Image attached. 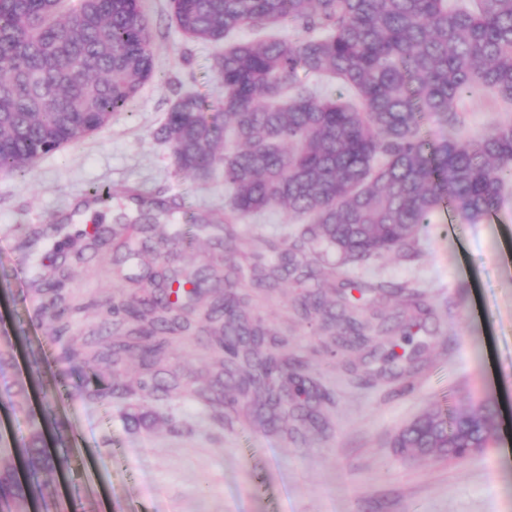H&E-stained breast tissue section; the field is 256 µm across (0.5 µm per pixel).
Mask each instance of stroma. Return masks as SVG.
<instances>
[{
	"label": "stroma",
	"instance_id": "stroma-1",
	"mask_svg": "<svg viewBox=\"0 0 512 512\" xmlns=\"http://www.w3.org/2000/svg\"><path fill=\"white\" fill-rule=\"evenodd\" d=\"M167 3L143 0L155 74L130 106L80 144L40 157L26 177L0 173V351L12 357L0 382V467L26 479L18 449L35 427L53 461L44 478L65 512H512V428L464 461L405 459L391 445L435 404L489 400L512 419V199L475 224L433 216L405 255L345 261L309 243L280 287L239 289L251 320L317 385L326 425L289 436L245 426L249 401L197 398L216 379L206 314L224 291L208 281L210 266L268 268L300 225L268 210L228 223L233 248L219 246L215 231L178 246L169 240L182 221L176 209L148 232L113 237V225L139 216L130 189L224 214L222 170L204 181L177 173L155 136L183 94L212 105L224 95L211 70L215 46L185 38ZM460 111L471 137L512 121V105L490 93ZM103 184L118 196L106 208L88 205V190ZM193 272L203 277L200 295L164 348L177 393L142 390L133 354L113 374L90 347L110 307ZM315 295L333 313L347 307L371 329H390L396 358L348 346L337 328L305 317L301 305ZM51 303L64 307L62 318L47 312ZM92 376L115 385L109 401L86 395Z\"/></svg>",
	"mask_w": 512,
	"mask_h": 512
}]
</instances>
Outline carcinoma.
I'll list each match as a JSON object with an SVG mask.
<instances>
[{
    "label": "carcinoma",
    "mask_w": 512,
    "mask_h": 512,
    "mask_svg": "<svg viewBox=\"0 0 512 512\" xmlns=\"http://www.w3.org/2000/svg\"><path fill=\"white\" fill-rule=\"evenodd\" d=\"M186 36L222 44L233 31L291 28L224 47L212 69L224 86L213 112L186 93L156 138L172 147L177 172L205 180L222 165L229 212L242 219L275 209L305 219L294 252L284 253L256 288H273L297 269V252L320 240L346 259L400 252L443 208L477 223L497 214L512 187V122L473 139L457 104L487 91L512 104V0H168ZM329 74L352 98H325L301 81ZM154 73L151 24L141 0H0V172L25 175L42 155L81 143L125 110ZM436 118L448 136L431 141ZM116 190L95 186L107 207ZM190 214L173 239L207 231ZM224 270L216 344L224 400L248 397L259 422L276 427L296 413L317 424L315 386L274 350L252 324ZM193 276L178 277L137 305L113 309L134 323L102 354L117 367L132 353L145 369L161 359L174 312L198 295ZM349 343L366 327L342 317ZM495 404L431 407L394 440L421 457L463 459L499 441ZM28 479L0 470V502L33 497L59 507L40 482L51 467L40 433L21 449Z\"/></svg>",
    "instance_id": "cac0c4a2"
}]
</instances>
